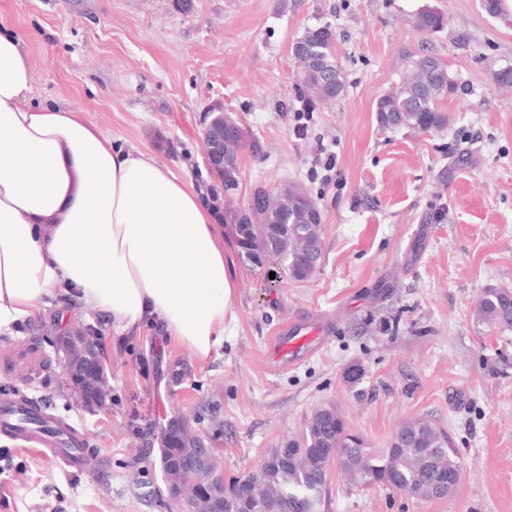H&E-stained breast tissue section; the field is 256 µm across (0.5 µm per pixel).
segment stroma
<instances>
[{"mask_svg": "<svg viewBox=\"0 0 512 512\" xmlns=\"http://www.w3.org/2000/svg\"><path fill=\"white\" fill-rule=\"evenodd\" d=\"M445 28L422 36L424 7ZM33 75V101L63 106L114 146L151 152L199 190L211 185L202 128L223 104L260 139L242 154L233 206L258 188L298 186L322 212L323 252L304 281L273 265L237 264L236 319L207 364L155 327L116 335L79 303L61 302L0 333V398L27 394L79 422L93 455L82 476L0 436V512H180L162 479L158 429L186 418L225 474L257 468L335 407L367 447L414 417L444 429L462 465L453 494L431 500L359 487L329 474L328 512H512V331L478 320L489 287L512 289V12L481 0H0ZM330 24L347 90L303 112L292 46ZM425 49L456 90L446 126L380 127L376 104L399 81L403 55ZM333 159L331 181L321 177ZM333 324L299 361H274L313 315ZM99 326L109 394L94 410L64 375L56 327ZM359 365L351 387L344 374Z\"/></svg>", "mask_w": 512, "mask_h": 512, "instance_id": "35a3bbf8", "label": "stroma"}]
</instances>
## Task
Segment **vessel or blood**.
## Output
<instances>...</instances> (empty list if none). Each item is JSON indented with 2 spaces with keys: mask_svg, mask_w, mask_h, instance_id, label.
I'll return each mask as SVG.
<instances>
[{
  "mask_svg": "<svg viewBox=\"0 0 512 512\" xmlns=\"http://www.w3.org/2000/svg\"><path fill=\"white\" fill-rule=\"evenodd\" d=\"M0 435L58 461L66 474L87 470L90 444L83 428L43 409L38 399L0 400Z\"/></svg>",
  "mask_w": 512,
  "mask_h": 512,
  "instance_id": "vessel-or-blood-1",
  "label": "vessel or blood"
}]
</instances>
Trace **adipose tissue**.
Instances as JSON below:
<instances>
[{
    "mask_svg": "<svg viewBox=\"0 0 512 512\" xmlns=\"http://www.w3.org/2000/svg\"><path fill=\"white\" fill-rule=\"evenodd\" d=\"M31 92L22 41L0 28V332L65 295L117 335L153 323L207 362L237 288L213 211L152 154Z\"/></svg>",
    "mask_w": 512,
    "mask_h": 512,
    "instance_id": "ef3b65f1",
    "label": "adipose tissue"
}]
</instances>
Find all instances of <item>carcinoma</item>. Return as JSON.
Returning <instances> with one entry per match:
<instances>
[{
  "label": "carcinoma",
  "mask_w": 512,
  "mask_h": 512,
  "mask_svg": "<svg viewBox=\"0 0 512 512\" xmlns=\"http://www.w3.org/2000/svg\"><path fill=\"white\" fill-rule=\"evenodd\" d=\"M446 24L443 13L424 9L414 27L429 35ZM303 62L304 79L297 87L301 111L312 109L314 96L336 99L346 88V75L330 25L309 28L293 46ZM455 82L435 55L409 52L399 83L379 99L376 112L381 127H407L424 132L444 127L447 117L441 101L453 93ZM239 156L224 160V193L239 186ZM265 191H257L248 209L229 214L239 255L250 265L262 260L288 263L294 279L311 277L322 255V230L313 223V197L298 188L288 192V223L263 205ZM478 319L502 331L512 329V290L487 288L477 304ZM161 464L187 473L195 464L198 444L182 439L176 426L160 431ZM288 458L268 455L257 473L232 476L224 481V512H242L248 501L260 502L266 512H325L329 466L347 472L354 483L384 486L416 496L442 499L452 494L460 479V458L451 439L431 420L415 417L403 423L387 446L375 451L350 433L332 406L316 410L302 433L283 442Z\"/></svg>",
  "instance_id": "1"
}]
</instances>
